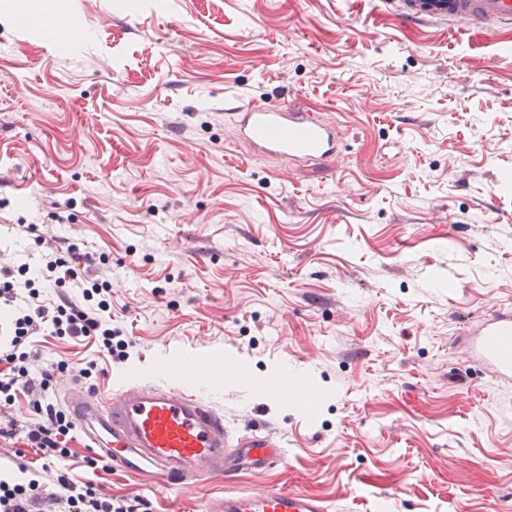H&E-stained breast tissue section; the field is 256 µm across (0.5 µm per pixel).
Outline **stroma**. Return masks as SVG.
I'll list each match as a JSON object with an SVG mask.
<instances>
[{
  "label": "stroma",
  "instance_id": "stroma-1",
  "mask_svg": "<svg viewBox=\"0 0 512 512\" xmlns=\"http://www.w3.org/2000/svg\"><path fill=\"white\" fill-rule=\"evenodd\" d=\"M0 9V263L62 239L107 274L131 377L188 384L281 463L159 492L63 465L150 512H202L274 486L336 512H512V385L470 362L487 310L512 305V27L476 36L386 0H32ZM334 119L339 155L256 159L230 102ZM35 449L0 442L24 483Z\"/></svg>",
  "mask_w": 512,
  "mask_h": 512
}]
</instances>
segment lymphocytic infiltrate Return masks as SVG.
Returning <instances> with one entry per match:
<instances>
[{
  "label": "lymphocytic infiltrate",
  "mask_w": 512,
  "mask_h": 512,
  "mask_svg": "<svg viewBox=\"0 0 512 512\" xmlns=\"http://www.w3.org/2000/svg\"><path fill=\"white\" fill-rule=\"evenodd\" d=\"M79 261L75 245L70 244L44 252L30 278H14L11 268L0 266V438L25 442L42 459L41 476L27 484L0 479V512H142L141 499H114L92 483L55 470L58 458L69 453L75 426L49 398L51 374L28 366L29 360L38 358V343L44 336L93 346L116 363L127 355L128 342L112 325L108 280L82 282L78 303L64 296L55 302L48 298L47 289L76 279ZM21 392L28 396L36 421L13 413Z\"/></svg>",
  "instance_id": "1"
}]
</instances>
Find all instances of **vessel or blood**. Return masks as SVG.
<instances>
[{
	"label": "vessel or blood",
	"mask_w": 512,
	"mask_h": 512,
	"mask_svg": "<svg viewBox=\"0 0 512 512\" xmlns=\"http://www.w3.org/2000/svg\"><path fill=\"white\" fill-rule=\"evenodd\" d=\"M414 18H444L487 35L512 25V0H390ZM234 135L257 158H310L339 152L336 128L320 114L282 103L235 107ZM470 359L500 383L512 382V306L488 310L470 331ZM69 405L86 438L117 467L150 478L167 491L197 478L231 479L237 471H262L284 458L272 437L231 434L224 417L186 389L126 383L113 392L73 391ZM323 498L266 487L228 491L203 512H330Z\"/></svg>",
	"instance_id": "obj_1"
}]
</instances>
